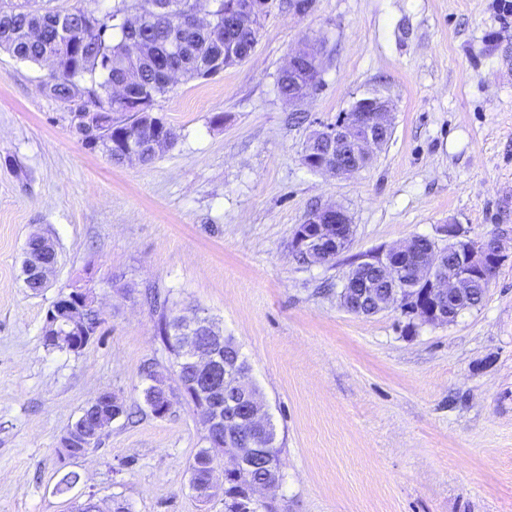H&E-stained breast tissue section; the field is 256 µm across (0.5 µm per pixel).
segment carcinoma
<instances>
[{
  "instance_id": "cac0c4a2",
  "label": "carcinoma",
  "mask_w": 512,
  "mask_h": 512,
  "mask_svg": "<svg viewBox=\"0 0 512 512\" xmlns=\"http://www.w3.org/2000/svg\"><path fill=\"white\" fill-rule=\"evenodd\" d=\"M232 0H117L112 11L100 17L83 8L54 10L38 5V0H0V48L12 58L39 64L51 56L55 70L46 95L69 103L74 91L84 96V103L97 110L92 124L85 130L75 128L86 147L99 150L112 162L128 160L127 142L134 139L142 147L138 161L144 165L172 148L177 140L175 129L163 118L153 115L155 98L166 92L168 83L160 75L179 70L190 79L209 77L204 68L213 64L224 68V43H216L193 20L199 14L216 23L224 22V12ZM125 83L129 97L116 98L112 87ZM158 313L157 330L170 354L179 393L156 389L152 384L143 390V399L151 414L160 416L168 400L180 396L199 409L198 397L181 369L182 352L170 342V334L179 321V313L169 299L150 296ZM224 361L232 369L250 371L234 337H224ZM130 415L120 400L92 398L67 430L79 435V444L97 448L102 444L99 421ZM268 446L258 452L269 456L277 465L267 466L264 459L246 475H224V512H237L234 505L249 482L277 481L282 478L278 461L280 449L275 445V430L270 422L263 429ZM224 443V431L212 435V443L199 449L190 464V483L205 488L211 481L210 458Z\"/></svg>"
}]
</instances>
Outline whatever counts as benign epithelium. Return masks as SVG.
<instances>
[{
  "instance_id": "1",
  "label": "benign epithelium",
  "mask_w": 512,
  "mask_h": 512,
  "mask_svg": "<svg viewBox=\"0 0 512 512\" xmlns=\"http://www.w3.org/2000/svg\"><path fill=\"white\" fill-rule=\"evenodd\" d=\"M272 0H233V14L227 24L234 30L255 28L270 13ZM323 44L306 39L302 47L291 53L283 72L288 74V103L300 105L313 90L320 72ZM391 99L372 94L357 100L342 119L313 131L304 146V162H315L314 170L338 176L352 175L368 167L375 151L382 148L391 133ZM448 246L429 241L425 253L418 252L420 237L381 249L359 258L347 273L340 291L342 306L356 315L373 316L405 302L415 304L416 317H425L429 324H450L470 305L471 289L478 281L496 274L504 261L503 243L495 234L472 237L458 224L446 226ZM353 235L347 213L339 207L320 208L309 213L295 230V247L319 262H327L345 251ZM28 274L41 287H46L55 266L39 257H31ZM100 314L94 307L91 293L84 288L61 292L53 302L52 313L44 325L48 341L63 350L74 351L88 344L84 332L88 316ZM182 351L195 378L202 383L197 394L205 397L199 407L201 422L206 427L220 428L221 422L239 421L234 412L220 417V410L211 406L212 393L224 385L231 390L232 402L245 403L246 420L253 426L264 424L265 413L254 398L253 386L245 374H236L224 367L220 358L198 344V333H207V340L223 339V330L210 318L198 313L181 315ZM263 447L257 439L252 448L223 451L229 465L218 463L224 473L251 466L256 449ZM279 487V483L247 486L244 508L268 502L262 492Z\"/></svg>"
}]
</instances>
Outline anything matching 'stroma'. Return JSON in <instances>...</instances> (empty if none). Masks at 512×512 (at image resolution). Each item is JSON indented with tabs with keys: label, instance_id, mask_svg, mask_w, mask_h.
I'll list each match as a JSON object with an SVG mask.
<instances>
[{
	"label": "stroma",
	"instance_id": "stroma-1",
	"mask_svg": "<svg viewBox=\"0 0 512 512\" xmlns=\"http://www.w3.org/2000/svg\"><path fill=\"white\" fill-rule=\"evenodd\" d=\"M307 36L326 55L294 108L277 80ZM45 75L0 52V512H74L91 494L131 512H224L223 493L205 504L190 487L197 415L144 403L149 374L171 373L148 287L238 343L281 449L280 512H512L507 0H273L246 61L156 98L178 138L148 165L87 148ZM374 92L394 112L373 162L347 178L307 168L308 134ZM331 205L353 224L350 247L298 260L296 227ZM451 224L504 244L478 307L440 326L341 306L358 257L417 235L446 245ZM34 233L58 253L38 295L21 272ZM75 286L102 323L81 352L46 348V312ZM102 390L133 418L63 457L61 434ZM70 471L79 483L57 492Z\"/></svg>",
	"mask_w": 512,
	"mask_h": 512
}]
</instances>
